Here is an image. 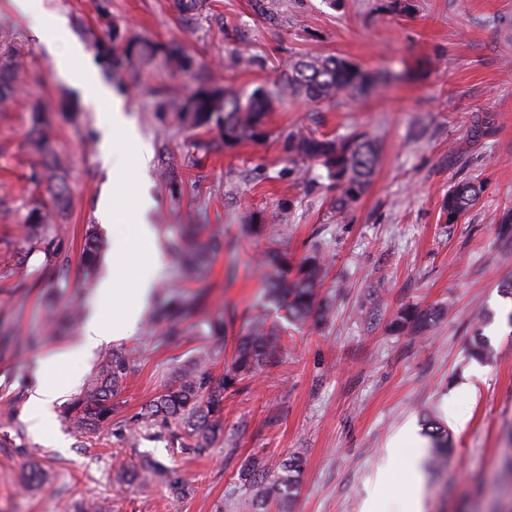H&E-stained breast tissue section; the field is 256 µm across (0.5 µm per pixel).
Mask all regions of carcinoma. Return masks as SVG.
<instances>
[{"label": "carcinoma", "mask_w": 512, "mask_h": 512, "mask_svg": "<svg viewBox=\"0 0 512 512\" xmlns=\"http://www.w3.org/2000/svg\"><path fill=\"white\" fill-rule=\"evenodd\" d=\"M181 13L202 15L208 8L207 0H176ZM101 22L106 24L103 35L93 45L105 75L116 82L122 93L130 91L124 75L136 60L157 57L168 68L195 73L197 86L193 93L176 103L180 120L190 130L220 128L224 144L259 140L265 136V118L271 111L274 97H302L309 102L341 104L366 95L374 78L361 67L338 57L312 55L298 58L286 65V71L277 91L256 88L249 94L227 92L212 74L196 69L195 60L179 48L164 43L141 41L126 36L107 23L109 0L97 5ZM20 70L19 52L6 48L0 52V104H7L16 95ZM35 136L31 143L45 157L48 174H37L35 179L51 182V205L35 203L30 209L28 225L29 249L59 254L50 219L49 208H66L68 186L62 175V164L45 118V107L35 102L30 105ZM288 156L308 170L320 166L326 170L330 187L336 192V210L353 206L366 190L378 164L379 146L364 134L347 137L317 136L304 130L291 131L284 139ZM483 193V185L471 178L454 183L441 207L445 223H455L454 217L476 204ZM100 239L91 227L85 232V280H91V263L100 254ZM182 256L187 274L198 273L208 259V251L186 237L173 242ZM264 266L271 269L267 278V300L285 311L288 323L299 325L314 316L326 320L330 306L320 296L318 281L322 261L317 254L304 258L295 275H290L288 262L277 251L267 253ZM164 308L169 320L167 340H182L179 321L190 302L179 290L163 292ZM444 311L431 306L417 305L402 308L392 321V327L403 332L424 333L441 319ZM232 359L225 364L224 373L216 377L210 370V357L201 354L192 360L167 384L162 392L142 410L127 420L112 422V396L128 381L133 372L132 352L114 350L105 355L91 373L83 389L65 406L63 414L70 427L86 438H96L110 429L118 439L136 440L146 434H167L177 443L188 437L193 447L203 450L224 431V391L253 377L268 362L283 353L280 329L267 322L265 313L253 315L243 333L233 339ZM429 435L436 445L435 453H449L448 436L440 427H433ZM301 473V461L289 458L277 468L248 466L240 475V484L259 505L282 502L291 496ZM165 472L151 459L120 475L125 482L147 484L163 478Z\"/></svg>", "instance_id": "1"}]
</instances>
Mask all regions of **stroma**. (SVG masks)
Masks as SVG:
<instances>
[{
    "instance_id": "stroma-1",
    "label": "stroma",
    "mask_w": 512,
    "mask_h": 512,
    "mask_svg": "<svg viewBox=\"0 0 512 512\" xmlns=\"http://www.w3.org/2000/svg\"><path fill=\"white\" fill-rule=\"evenodd\" d=\"M206 16L179 14L174 0H110L112 24L127 36L173 44L210 69L229 91L273 88L279 66L305 55H335L393 80L375 84L357 104L275 103L268 135L204 154L175 112L158 116L160 93L186 97L190 75L140 61L123 106L143 144L121 145L116 157L128 185L146 171L154 200L151 221L166 259L157 284H181L199 305L182 321L183 339L164 338L165 321L142 313L122 348L138 355L134 372L112 398L113 419L131 417L199 353H210L214 375L224 370V340L209 327L223 317L227 336L239 334L254 307L266 305L257 261L270 250L300 261L313 252L326 262L320 294L332 305L327 322L307 320L285 332V355L224 393V434L211 448H175L164 438L138 444L102 433L88 441L62 422L63 400L43 436L33 435L25 407L49 354L77 344L96 290L82 274L83 235L98 224L104 241L99 268L112 262L113 236L126 227L99 225L101 195L112 175L99 141H87L98 114L82 107L77 121L53 116L55 145L67 162L68 213L58 224L59 257L25 251L24 217L46 185L30 180L41 158L31 151L29 105L55 108L78 88L57 77L54 62L30 32L12 0H0V47L21 53L24 92L0 109V258L25 256L23 278L0 279V336H39L46 316L60 319L58 337L18 352L0 344V512H76L82 501L104 498L112 512H255L238 473L248 461L275 466L301 460L288 512H404L407 472L421 474L422 512H512V238L499 235L498 215L512 208V0H413L403 13L395 0H208ZM63 16L74 41L95 60L101 26L95 0H42ZM242 50L254 66L225 71L224 59ZM496 125L476 134L477 118ZM300 127L325 136L368 133L381 146L371 184L347 211L333 208L326 171L297 174L284 149ZM463 177L484 185L479 201L456 223L441 219V204ZM196 228L198 241L217 235L215 254L197 280L182 283L172 249ZM444 307L425 334L397 332L391 322L404 306ZM267 307L268 318L283 313ZM483 333L493 360L471 359ZM448 430L451 452L439 466L430 448H405L401 468L387 450L406 427L425 436V418ZM149 457L187 482V496L167 486L118 482L122 468ZM38 469L40 482L29 479Z\"/></svg>"
}]
</instances>
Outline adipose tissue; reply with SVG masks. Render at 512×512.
Returning a JSON list of instances; mask_svg holds the SVG:
<instances>
[{
	"mask_svg": "<svg viewBox=\"0 0 512 512\" xmlns=\"http://www.w3.org/2000/svg\"><path fill=\"white\" fill-rule=\"evenodd\" d=\"M14 3L20 12L30 16L31 31L38 39L46 42L52 52L56 73L81 88L91 104L106 107L105 123L109 136L102 144L104 159H111L114 152L113 135L119 134L127 142H136V133L123 114L121 102L114 99L109 89L96 81L95 73L90 67L75 66V59L82 57L83 51L71 41L63 19L39 11L35 0H14ZM151 206V198L147 194H139L133 212L128 215L133 244L127 249H118L112 253L113 267L130 265L135 269L126 299L117 301L114 278L106 276L98 288L99 304L105 307L116 301L120 304L119 309L108 320L102 314H95L84 327L81 345L76 349L49 356L45 361L47 367L66 365L75 359L87 357L102 343L119 340L134 333L152 289L155 274L164 261L163 252L156 242L155 229L147 220ZM67 387V382L50 374L40 380L26 407V420L34 434H41L50 424L51 404Z\"/></svg>",
	"mask_w": 512,
	"mask_h": 512,
	"instance_id": "ef3b65f1",
	"label": "adipose tissue"
}]
</instances>
